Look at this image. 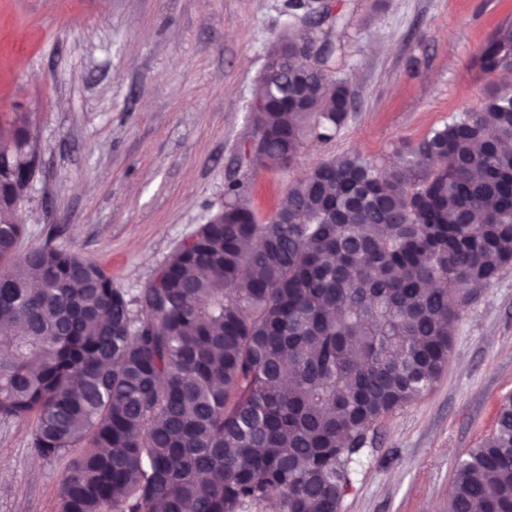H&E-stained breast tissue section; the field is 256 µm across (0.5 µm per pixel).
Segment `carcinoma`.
I'll use <instances>...</instances> for the list:
<instances>
[{
  "label": "carcinoma",
  "instance_id": "carcinoma-1",
  "mask_svg": "<svg viewBox=\"0 0 512 512\" xmlns=\"http://www.w3.org/2000/svg\"><path fill=\"white\" fill-rule=\"evenodd\" d=\"M301 28L252 91L253 157L300 164L346 125L336 46ZM319 66H308L312 50ZM487 87L386 165L358 152L308 169L267 221L250 185L129 298L51 240L18 249L38 154L25 116L0 130V421L31 453L82 452L60 512H339L367 432L448 370L475 292L512 266V22L478 47ZM447 512H512V398L457 461Z\"/></svg>",
  "mask_w": 512,
  "mask_h": 512
}]
</instances>
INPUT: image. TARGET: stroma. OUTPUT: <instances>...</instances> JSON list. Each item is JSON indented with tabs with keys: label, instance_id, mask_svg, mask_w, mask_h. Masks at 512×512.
Listing matches in <instances>:
<instances>
[{
	"label": "stroma",
	"instance_id": "1",
	"mask_svg": "<svg viewBox=\"0 0 512 512\" xmlns=\"http://www.w3.org/2000/svg\"><path fill=\"white\" fill-rule=\"evenodd\" d=\"M289 0H0V126L24 114L41 171L19 216L24 245L54 239L136 295L249 181L259 215L321 160L378 163L480 109V44L512 0H333L334 66L351 92L331 141L298 167L240 166L254 84L288 34ZM512 397V268L460 319L448 370L372 426L340 512H446L458 458L490 435ZM32 429L0 422V512H59L68 457L30 452Z\"/></svg>",
	"mask_w": 512,
	"mask_h": 512
}]
</instances>
